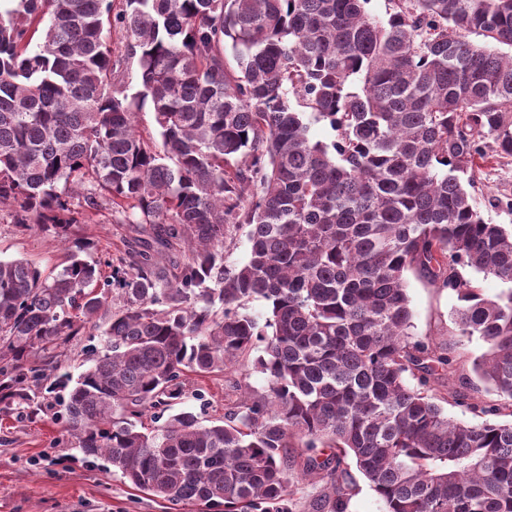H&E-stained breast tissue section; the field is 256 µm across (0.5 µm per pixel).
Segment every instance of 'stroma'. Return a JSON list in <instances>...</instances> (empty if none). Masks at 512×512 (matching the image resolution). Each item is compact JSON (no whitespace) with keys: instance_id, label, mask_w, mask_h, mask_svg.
<instances>
[{"instance_id":"obj_1","label":"stroma","mask_w":512,"mask_h":512,"mask_svg":"<svg viewBox=\"0 0 512 512\" xmlns=\"http://www.w3.org/2000/svg\"><path fill=\"white\" fill-rule=\"evenodd\" d=\"M471 194L484 220L512 226V158L476 169ZM122 229L113 224L111 210L99 212L81 235L91 246L84 257L93 261L105 252L121 250ZM22 258L48 273L61 271L66 252L47 231H24L0 223V260ZM413 310V333L433 347H445L452 324L455 295L415 275L407 277ZM262 389L265 381L252 364L187 386L183 407L207 419L223 416L237 397L236 383ZM59 406L38 415L15 406L0 410V512H167L164 505L140 493L104 460L87 463L57 416Z\"/></svg>"}]
</instances>
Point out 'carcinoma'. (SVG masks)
Listing matches in <instances>:
<instances>
[{"label":"carcinoma","instance_id":"carcinoma-1","mask_svg":"<svg viewBox=\"0 0 512 512\" xmlns=\"http://www.w3.org/2000/svg\"><path fill=\"white\" fill-rule=\"evenodd\" d=\"M388 2L384 20L368 0L0 13V214L68 246L55 275L0 260L4 408L37 413L60 353L98 332L60 421L172 512H346L352 463L384 512H512V423L449 418L441 403L479 387L432 382L476 337L472 372L496 399L471 409L512 416V228L487 223L463 180L512 157V55L488 46H512V0ZM146 101L158 145L135 129ZM318 120L331 143L309 137ZM232 156L246 169H224ZM107 206L138 249L100 266L76 228ZM241 216L249 257L230 265ZM411 271L456 293L444 353L413 337ZM254 350L265 386L224 417L146 426Z\"/></svg>","mask_w":512,"mask_h":512}]
</instances>
